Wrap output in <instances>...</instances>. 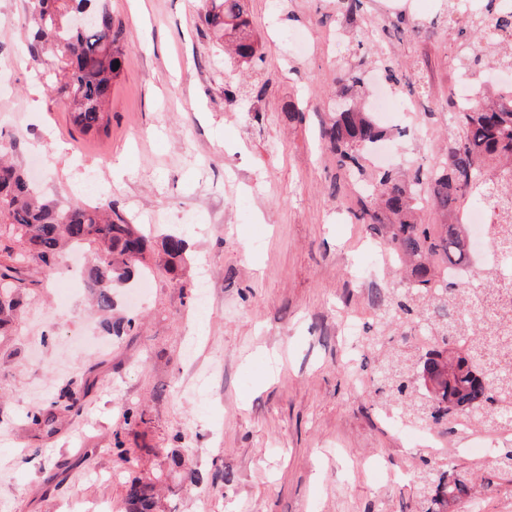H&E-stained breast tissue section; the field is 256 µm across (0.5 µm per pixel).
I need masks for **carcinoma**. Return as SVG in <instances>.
Masks as SVG:
<instances>
[{
    "instance_id": "carcinoma-1",
    "label": "carcinoma",
    "mask_w": 512,
    "mask_h": 512,
    "mask_svg": "<svg viewBox=\"0 0 512 512\" xmlns=\"http://www.w3.org/2000/svg\"><path fill=\"white\" fill-rule=\"evenodd\" d=\"M30 15L33 42L61 53L64 66L58 90L67 94L73 124L86 132L106 131L111 123L112 83L120 73L115 63L125 60L122 26L99 0H30ZM204 21L222 33L238 59L246 63L260 59L244 0H205ZM473 25L494 45L497 34L512 33V11L488 0ZM450 120L462 135L448 141V153L431 171L424 174L418 169L408 177L390 170L378 172L371 177L372 192L361 198L356 213V219L397 258L405 280L391 297L373 298L378 316L395 318L401 326L424 324L438 343L423 354L407 342L385 352L373 394L406 405L408 422L435 428L444 436L456 433L461 416L493 431L512 421V375L504 371L503 353L495 357L487 353L492 336L506 342L499 322L478 320L470 346L464 351L457 346L468 328L455 315L464 309L478 313L489 303L491 284L445 281L432 291L442 266L465 260L467 234L465 226L457 223V214L480 186L492 184L505 168L512 169V93L477 100L469 109L451 113ZM324 136L340 165L359 173L360 158L383 138L384 131L371 113L345 105L333 113ZM15 142L13 136L4 140L0 132V224L22 244L18 260L56 271L58 254L65 246L97 244L85 287L100 310H111L112 288L146 271L144 261L153 246L150 236L118 214L108 213L103 204L62 209L40 200L26 173L6 159L7 147ZM419 183L428 185L427 201L446 222L418 223V198L412 187ZM160 247L167 265L174 268L185 260L188 241L182 234H169ZM11 271L7 267L0 272V336L7 335L20 302ZM488 466L494 472L512 473V448L497 449ZM442 467L423 460L417 481L420 512H452L456 502L471 494L464 475ZM127 500L129 512H157L151 482H132Z\"/></svg>"
}]
</instances>
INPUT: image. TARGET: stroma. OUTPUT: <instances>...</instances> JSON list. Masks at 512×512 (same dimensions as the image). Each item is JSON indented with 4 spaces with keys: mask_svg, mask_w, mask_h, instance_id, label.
I'll list each match as a JSON object with an SVG mask.
<instances>
[{
    "mask_svg": "<svg viewBox=\"0 0 512 512\" xmlns=\"http://www.w3.org/2000/svg\"><path fill=\"white\" fill-rule=\"evenodd\" d=\"M447 1L246 0L262 45L246 67L225 57L203 0H104L129 49L97 135L70 122L28 0H0V130L17 137L15 163L47 155L46 200L106 203L189 243L174 271L150 253L145 304L117 288L104 314L68 274L16 263L0 236V265L24 286L0 339V512H126L130 483L149 478L161 512H416L431 453L356 391L378 352L348 369L337 334L342 313L376 317L358 278L371 237L322 125L347 72H362L365 105L391 59L410 81L389 88L406 112L384 121L387 136L412 165L441 159L461 71L485 79L498 54L469 22L486 0ZM88 170L100 192L79 183ZM130 318L135 330L114 335ZM82 390L80 410L63 411ZM369 454L407 481L383 482ZM452 461L474 486L458 512H512V479Z\"/></svg>",
    "mask_w": 512,
    "mask_h": 512,
    "instance_id": "1",
    "label": "stroma"
}]
</instances>
